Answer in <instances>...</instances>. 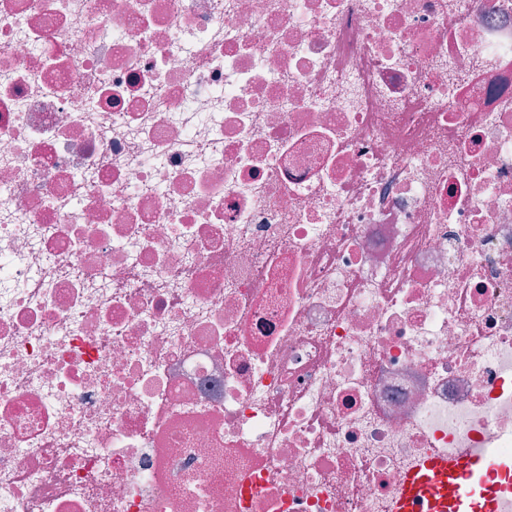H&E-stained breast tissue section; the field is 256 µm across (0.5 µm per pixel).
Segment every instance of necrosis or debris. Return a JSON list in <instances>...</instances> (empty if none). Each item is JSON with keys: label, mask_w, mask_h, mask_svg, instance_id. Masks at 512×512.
I'll use <instances>...</instances> for the list:
<instances>
[{"label": "necrosis or debris", "mask_w": 512, "mask_h": 512, "mask_svg": "<svg viewBox=\"0 0 512 512\" xmlns=\"http://www.w3.org/2000/svg\"><path fill=\"white\" fill-rule=\"evenodd\" d=\"M512 512V0H0V512ZM492 465L484 451L460 458L429 456L407 473L393 512H468L474 495L471 478Z\"/></svg>", "instance_id": "4bbe7bcc"}]
</instances>
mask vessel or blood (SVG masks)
<instances>
[{"instance_id": "vessel-or-blood-1", "label": "vessel or blood", "mask_w": 512, "mask_h": 512, "mask_svg": "<svg viewBox=\"0 0 512 512\" xmlns=\"http://www.w3.org/2000/svg\"><path fill=\"white\" fill-rule=\"evenodd\" d=\"M492 464L483 451L460 458L429 456L407 473L393 512H468L471 479Z\"/></svg>"}]
</instances>
